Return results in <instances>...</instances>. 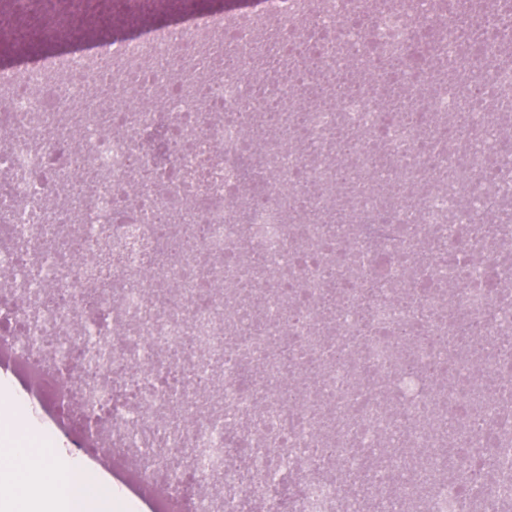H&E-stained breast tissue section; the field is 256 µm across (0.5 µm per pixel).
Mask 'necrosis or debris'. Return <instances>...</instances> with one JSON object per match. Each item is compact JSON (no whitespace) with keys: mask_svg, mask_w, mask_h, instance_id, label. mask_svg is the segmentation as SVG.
<instances>
[{"mask_svg":"<svg viewBox=\"0 0 512 512\" xmlns=\"http://www.w3.org/2000/svg\"><path fill=\"white\" fill-rule=\"evenodd\" d=\"M0 97L17 374L58 396L27 336L103 316L113 359L153 355L136 420L154 446L205 438L157 422L176 369L178 409L250 449L227 512H512V448L490 441L512 435V234L476 230L512 223V0H265L0 68ZM21 267L44 273L36 303ZM437 425L453 468L415 473ZM283 461L287 494L259 487Z\"/></svg>","mask_w":512,"mask_h":512,"instance_id":"necrosis-or-debris-1","label":"necrosis or debris"}]
</instances>
